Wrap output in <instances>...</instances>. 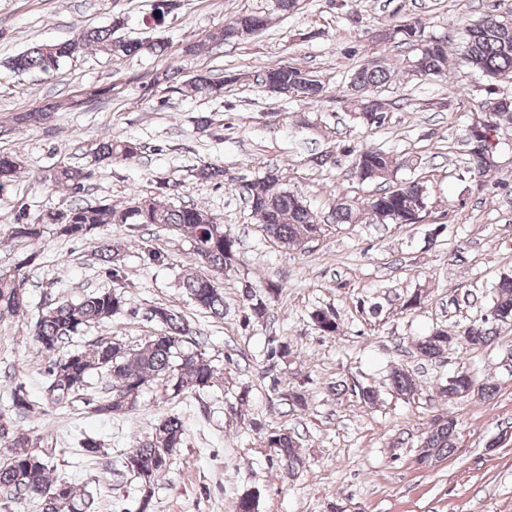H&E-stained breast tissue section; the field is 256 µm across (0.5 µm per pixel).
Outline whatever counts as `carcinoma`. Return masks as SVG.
Segmentation results:
<instances>
[{"mask_svg": "<svg viewBox=\"0 0 512 512\" xmlns=\"http://www.w3.org/2000/svg\"><path fill=\"white\" fill-rule=\"evenodd\" d=\"M124 22L113 21L105 29L92 30L76 38L54 44H37L16 55L10 67L17 73L32 71L50 72L60 64L82 54L88 46L107 55L132 56L146 49L157 55L166 52L162 41L147 44L139 41L115 39L113 32ZM267 26L261 14H240L234 23L215 35L219 44H234L257 33ZM399 37L413 47L415 55L410 67L421 76L446 79L449 74L448 40L422 36V22L397 20L378 34L380 39ZM460 59L471 70L491 79H512V13L495 19L483 20L468 30V38L460 48ZM392 79L390 69L367 61L359 65L350 75V87L354 113L357 121L366 129L382 126L373 120V112L384 111V103L375 90ZM262 84L286 83L295 88L296 96L302 100L316 102L326 92L324 82L318 76L293 64L279 65L261 75ZM224 84L205 74H198L191 81L194 93L209 98L221 95ZM489 130L497 131L505 122L512 121V95L498 98L490 110H482ZM466 161L467 170L476 178L491 173L496 166L494 151L484 144L473 143ZM138 153L137 144L131 141L105 139L99 144L95 155L97 162L127 161ZM352 169L363 182L386 183L388 174L394 172L397 159L388 151L376 147H364L350 151ZM19 168L17 158L0 152V184L15 177ZM88 173L79 167L61 165L43 175V180L66 184L75 192L83 187ZM249 204L251 213L262 232L271 242L283 247H293L302 238L311 240L323 234V225L316 222L317 215L298 194L283 187L281 175L270 170L253 180L241 190ZM371 220L385 224H414L416 216L427 207L426 187L423 182L411 179L376 193L362 203ZM54 224L60 235L79 239L94 228L112 224H127L133 228L149 225H164L188 238L193 247L196 271L181 276L180 286L188 298L200 309L213 317L224 318V292L221 277L239 261L237 241L224 225L206 210L189 205L171 208L167 205L135 200L123 209L102 199L95 204H72L63 209L48 210L44 214L29 218L26 209L18 211L11 231L13 239L34 245L44 232V226ZM97 260L104 268L118 277L121 269V248L105 242L97 247ZM38 251L30 249L22 254L10 270H0V315L24 314L29 299L23 288V270L35 264ZM245 319L259 320L267 311L266 300L251 289L242 295ZM124 292L117 288L86 294L77 301L49 304L31 318L29 334L44 351L58 356L48 370V399L63 405L89 389L93 375L102 373L109 380L105 395L89 400L91 411L97 415L120 416L136 408L141 397L150 389L177 397L181 394L200 393L215 383L216 367L206 350L197 340L198 332L180 312L164 306L150 310L151 318L158 324V333L138 349L131 351L122 342L100 336L89 349H65V345L88 328L109 322L125 311ZM496 316L470 322L461 333L451 336L439 329L415 344L417 353L426 359H436L460 344L473 348L487 346L497 339L500 324L512 322V279L501 280L493 303ZM317 329L326 336L338 332L339 323L332 310L319 309L312 315ZM389 380L394 391L412 396L418 391L413 375L406 369L395 367ZM497 386L486 379L479 380L463 368L448 377L440 394L448 401L465 392L477 394L480 399L494 398ZM11 407L15 415L29 412L33 404L18 384L11 391ZM458 424L455 418H438V425L428 430L422 438L421 447L436 449L435 455L447 458L457 450ZM187 439V427L177 415L160 419L147 439L137 442L125 458V464H141L150 470L152 479L143 483L144 495L139 512H149L152 487L160 476L168 472L170 455L179 451ZM5 442L9 453L0 459V494L13 500L35 499L41 512H82L94 503V494L85 490L77 494L74 487L63 480L51 478L49 461L35 451L37 444L28 434L18 428H10L0 422V442ZM263 444L273 449L281 463L285 476L293 477L303 467L304 460L297 446V438L291 432L273 429L264 434Z\"/></svg>", "mask_w": 512, "mask_h": 512, "instance_id": "obj_1", "label": "carcinoma"}]
</instances>
